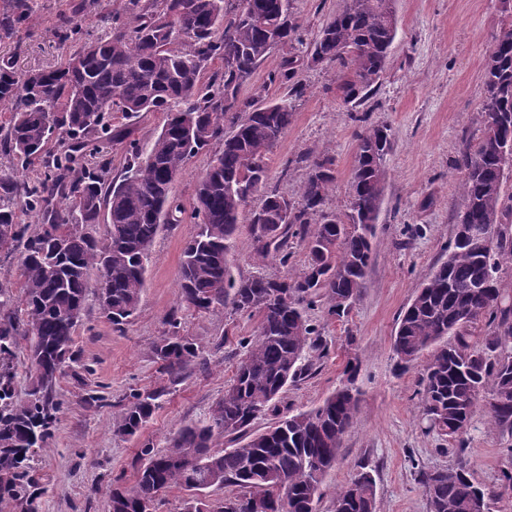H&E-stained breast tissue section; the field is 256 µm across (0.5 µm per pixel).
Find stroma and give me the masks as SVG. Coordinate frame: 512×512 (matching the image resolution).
I'll return each mask as SVG.
<instances>
[{
  "label": "stroma",
  "mask_w": 512,
  "mask_h": 512,
  "mask_svg": "<svg viewBox=\"0 0 512 512\" xmlns=\"http://www.w3.org/2000/svg\"><path fill=\"white\" fill-rule=\"evenodd\" d=\"M72 2L30 0L29 20L0 37V57L15 56L21 71L60 63L66 50L53 41L51 30ZM343 5V0H293L299 25L294 39L267 57L241 88L240 99L283 97L285 86L270 82V74L284 57L305 58L322 23ZM395 10L397 35L369 100L346 104L339 73L303 67L305 94L269 160L270 186L292 199L306 176L299 156L323 151L333 159L336 177L327 206L342 212L358 115H366L368 124L388 126L393 138L367 286L346 316L329 315L321 302L310 310L326 355L281 395L282 406L310 410L345 383L348 368L356 370L351 377L360 390L359 408L336 465L323 477L320 512H332L336 490L362 470L375 479L377 512H430L422 473L461 458L476 481L493 489L506 462L503 451L512 446V433L487 428L480 407L463 454L449 450L420 420L426 357L404 365L393 350L399 314L443 259L453 235L463 178L454 161L482 136L476 111L486 92L485 61L493 36L512 22V0H395ZM194 231V225L174 224L158 233L137 313L124 332L113 330L96 289H89L74 335L75 361L56 387L62 405L48 449L30 472L28 489L36 493L40 512H111L109 491L114 483H131L144 445L167 448L174 433L207 419L223 397L243 357L239 342L255 333L259 318L229 309L200 315L181 306L182 253ZM171 314L201 351L200 365L174 386L152 351ZM165 385L169 393L139 434L114 433L112 424L132 393Z\"/></svg>",
  "instance_id": "35a3bbf8"
}]
</instances>
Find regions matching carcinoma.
<instances>
[{"label":"carcinoma","mask_w":512,"mask_h":512,"mask_svg":"<svg viewBox=\"0 0 512 512\" xmlns=\"http://www.w3.org/2000/svg\"><path fill=\"white\" fill-rule=\"evenodd\" d=\"M102 18L104 32L92 38L76 5L59 15L52 30L61 46H78L60 65L20 75L14 61L0 59V153L21 165L39 161L34 178L0 172V248L20 250L21 295L0 286V483L20 494L29 483L30 462L47 447L56 386L65 374L74 333L82 320L90 272L110 301L108 319L122 332L133 319L152 263V243L161 228L191 223L180 270V302L202 314L230 304L259 317L255 336L241 341L245 357L224 397L205 422L180 429L169 447L141 449L130 485L110 491L111 512H155L172 487L188 492L184 512H318L321 483L339 456L342 439L359 405L347 383L311 410L288 414L261 432L250 427L282 390L301 379L325 346L307 310L322 297L329 312L345 316L366 288L373 225L378 223L392 140L385 126L357 131L347 211L326 209L334 187L333 159L317 150L301 156L307 174L296 198L269 186L268 159L288 131L294 102L305 86L300 62L283 60L269 80L287 87L274 101L236 106L238 92L262 61L288 44L298 25L292 0H115ZM29 0H11L0 12V35L29 18ZM397 33L394 0H345L317 31L307 63L327 65L347 76L344 101L361 105L385 71ZM221 68L211 70L214 62ZM486 93L476 113L483 135L461 153L456 166L465 221L491 228L496 248L479 238L454 237L399 318L394 351L409 364L424 351L430 358L422 386L421 416L429 429L465 445L479 402L488 423L512 432V294L499 271L512 265V213L505 196L504 149L512 148V25L493 38L484 72ZM135 117L164 112L153 138L137 139L112 113ZM75 147L51 152L53 132ZM108 139L126 147L119 176L112 158L97 152L88 166L76 152ZM213 153L187 207L172 193L187 162ZM22 200L40 214L38 230L16 221ZM108 224L98 241L90 224ZM246 223L257 260L282 266L292 257L290 241L305 245L307 262L276 279L245 276L233 248ZM153 354L170 384L198 364L199 348L180 336L174 315ZM18 353L40 373H29L25 398H15L8 362ZM166 388L131 395L113 432L134 436L160 408ZM234 436L235 447L212 450L216 439ZM430 512H491L498 494L474 482L469 464L458 460L422 475ZM211 488H229L224 500L205 499ZM333 512H376V483L357 473L338 489Z\"/></svg>","instance_id":"1"}]
</instances>
